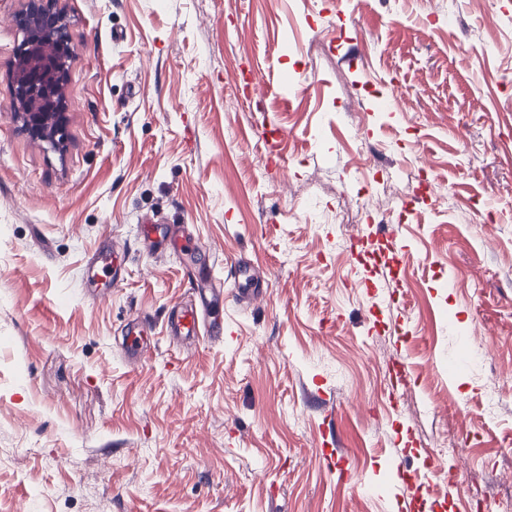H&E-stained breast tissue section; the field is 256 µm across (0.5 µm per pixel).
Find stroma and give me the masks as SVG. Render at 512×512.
<instances>
[{
    "label": "stroma",
    "instance_id": "stroma-1",
    "mask_svg": "<svg viewBox=\"0 0 512 512\" xmlns=\"http://www.w3.org/2000/svg\"><path fill=\"white\" fill-rule=\"evenodd\" d=\"M355 4L55 0L53 148L11 110L28 0H0V512L512 504V0ZM148 218L198 252L155 255ZM215 251L261 297L225 282L223 339L170 340ZM462 436L436 494L422 460Z\"/></svg>",
    "mask_w": 512,
    "mask_h": 512
}]
</instances>
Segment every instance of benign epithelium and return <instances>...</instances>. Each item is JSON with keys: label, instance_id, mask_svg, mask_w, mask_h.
Segmentation results:
<instances>
[{"label": "benign epithelium", "instance_id": "1", "mask_svg": "<svg viewBox=\"0 0 512 512\" xmlns=\"http://www.w3.org/2000/svg\"><path fill=\"white\" fill-rule=\"evenodd\" d=\"M19 25L24 38L12 72L13 112L33 139L56 148L64 141L61 91L70 55L64 17L52 0H29Z\"/></svg>", "mask_w": 512, "mask_h": 512}]
</instances>
